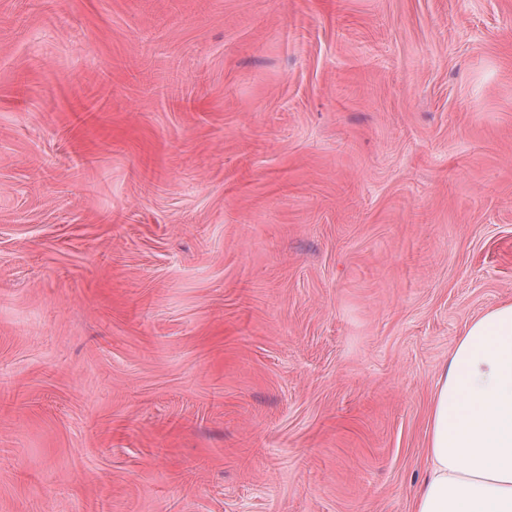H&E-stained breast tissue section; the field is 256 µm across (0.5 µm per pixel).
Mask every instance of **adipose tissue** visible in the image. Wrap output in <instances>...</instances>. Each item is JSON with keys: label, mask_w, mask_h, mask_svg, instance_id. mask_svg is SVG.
Returning a JSON list of instances; mask_svg holds the SVG:
<instances>
[{"label": "adipose tissue", "mask_w": 512, "mask_h": 512, "mask_svg": "<svg viewBox=\"0 0 512 512\" xmlns=\"http://www.w3.org/2000/svg\"><path fill=\"white\" fill-rule=\"evenodd\" d=\"M413 512H512V301L472 319L431 397Z\"/></svg>", "instance_id": "1"}]
</instances>
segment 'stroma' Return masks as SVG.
I'll use <instances>...</instances> for the list:
<instances>
[{
  "label": "stroma",
  "instance_id": "stroma-1",
  "mask_svg": "<svg viewBox=\"0 0 512 512\" xmlns=\"http://www.w3.org/2000/svg\"><path fill=\"white\" fill-rule=\"evenodd\" d=\"M512 300V0H0V512H411Z\"/></svg>",
  "mask_w": 512,
  "mask_h": 512
}]
</instances>
